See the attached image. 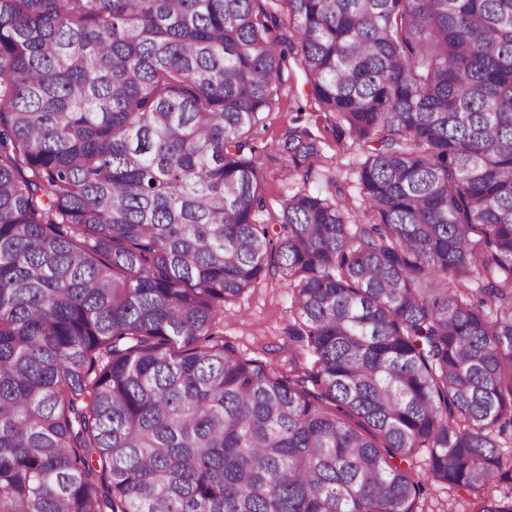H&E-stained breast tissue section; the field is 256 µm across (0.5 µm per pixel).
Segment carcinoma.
<instances>
[{
    "label": "carcinoma",
    "instance_id": "obj_1",
    "mask_svg": "<svg viewBox=\"0 0 512 512\" xmlns=\"http://www.w3.org/2000/svg\"><path fill=\"white\" fill-rule=\"evenodd\" d=\"M293 65L365 210L273 236ZM272 271L309 370L224 341ZM511 447L512 0H0V512H512ZM428 505L438 512H467L470 509L464 499L457 495L449 497L448 490L440 486L429 489Z\"/></svg>",
    "mask_w": 512,
    "mask_h": 512
}]
</instances>
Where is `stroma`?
I'll use <instances>...</instances> for the list:
<instances>
[{"label":"stroma","mask_w":512,"mask_h":512,"mask_svg":"<svg viewBox=\"0 0 512 512\" xmlns=\"http://www.w3.org/2000/svg\"><path fill=\"white\" fill-rule=\"evenodd\" d=\"M292 95L282 98L280 111L271 113L264 129L255 136L260 152L272 151L291 119L308 127L322 142V155L307 160L296 171H288L280 160H268L269 179L265 190V207L261 222L276 224L285 199L299 191L325 196L342 192L350 208L362 210L358 184V167L362 160L358 146H339L330 121L306 100L303 76L293 71L288 80ZM293 320L288 290L278 277L269 275L254 288L245 291L224 307V338L239 355L272 365H287L292 356L286 329Z\"/></svg>","instance_id":"1"}]
</instances>
